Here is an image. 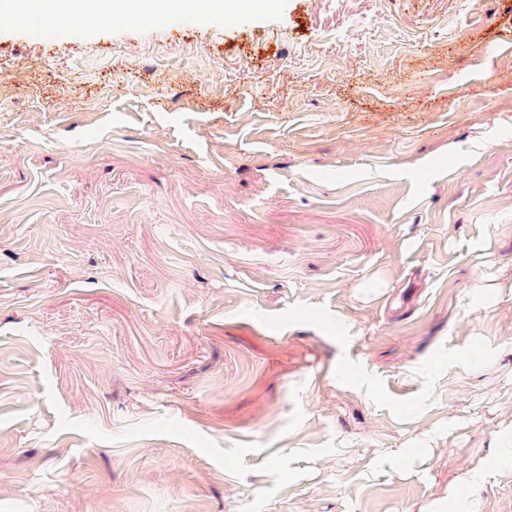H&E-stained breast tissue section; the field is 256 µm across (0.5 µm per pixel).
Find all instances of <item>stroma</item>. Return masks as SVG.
<instances>
[{
  "label": "stroma",
  "instance_id": "35a3bbf8",
  "mask_svg": "<svg viewBox=\"0 0 512 512\" xmlns=\"http://www.w3.org/2000/svg\"><path fill=\"white\" fill-rule=\"evenodd\" d=\"M182 16L0 17V512H512V0Z\"/></svg>",
  "mask_w": 512,
  "mask_h": 512
}]
</instances>
